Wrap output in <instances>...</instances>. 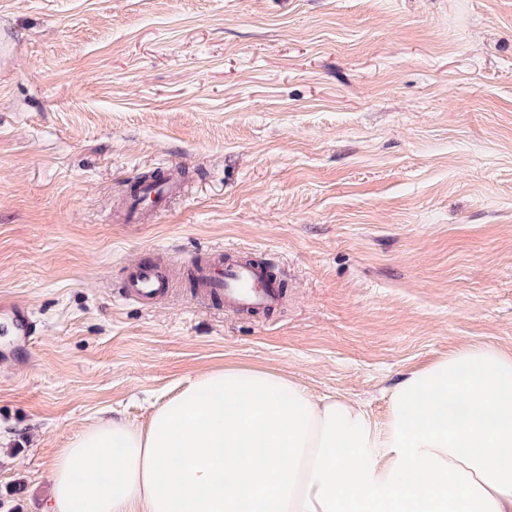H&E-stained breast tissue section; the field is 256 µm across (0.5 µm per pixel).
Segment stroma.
I'll use <instances>...</instances> for the list:
<instances>
[{
  "mask_svg": "<svg viewBox=\"0 0 512 512\" xmlns=\"http://www.w3.org/2000/svg\"><path fill=\"white\" fill-rule=\"evenodd\" d=\"M185 192L143 224L140 178ZM273 262L266 315L195 307L219 249ZM178 290L123 299L127 266ZM0 512L61 448L198 374L282 371L384 423L409 370L512 348V0H0ZM0 312H8L14 317L21 331L20 336H23L21 346L25 347L29 345L28 336H32L29 327L31 320L29 311L13 303L11 300L4 297V295H0Z\"/></svg>",
  "mask_w": 512,
  "mask_h": 512,
  "instance_id": "35a3bbf8",
  "label": "stroma"
}]
</instances>
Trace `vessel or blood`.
Masks as SVG:
<instances>
[{
	"label": "vessel or blood",
	"instance_id": "1",
	"mask_svg": "<svg viewBox=\"0 0 512 512\" xmlns=\"http://www.w3.org/2000/svg\"><path fill=\"white\" fill-rule=\"evenodd\" d=\"M181 190L174 169H167L160 185L144 186L140 200L132 201L133 216L163 212L169 200ZM195 276L198 303L219 300L225 312L232 315L267 314L276 310L283 300L280 283L266 262L242 261L235 258L230 248L217 251L197 269ZM173 286L167 266L159 262L138 263L127 270L122 295L126 300L150 306L171 295Z\"/></svg>",
	"mask_w": 512,
	"mask_h": 512
}]
</instances>
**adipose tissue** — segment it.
Instances as JSON below:
<instances>
[{
    "label": "adipose tissue",
    "mask_w": 512,
    "mask_h": 512,
    "mask_svg": "<svg viewBox=\"0 0 512 512\" xmlns=\"http://www.w3.org/2000/svg\"><path fill=\"white\" fill-rule=\"evenodd\" d=\"M45 512H512V351L403 375L383 425L279 371H205L148 425L106 416L56 455Z\"/></svg>",
    "instance_id": "adipose-tissue-1"
}]
</instances>
